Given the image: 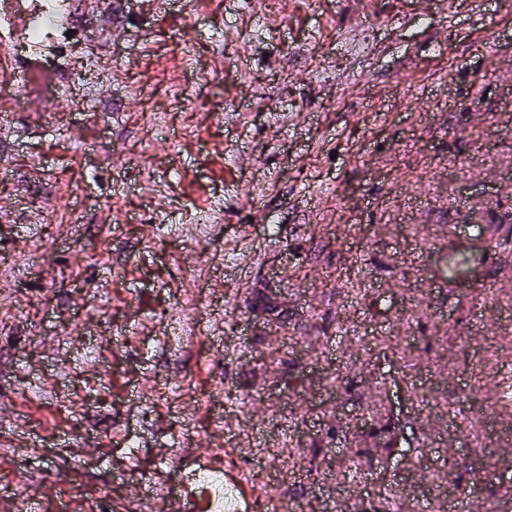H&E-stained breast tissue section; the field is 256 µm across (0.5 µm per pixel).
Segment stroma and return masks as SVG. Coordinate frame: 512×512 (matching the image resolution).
Returning a JSON list of instances; mask_svg holds the SVG:
<instances>
[{"instance_id":"35a3bbf8","label":"stroma","mask_w":512,"mask_h":512,"mask_svg":"<svg viewBox=\"0 0 512 512\" xmlns=\"http://www.w3.org/2000/svg\"><path fill=\"white\" fill-rule=\"evenodd\" d=\"M353 2L83 0L0 91V470L41 512L178 477L217 417L278 512L512 505V265L472 232L512 227V15ZM10 457L13 460H40L44 457L45 451L43 445L34 437L22 436L18 440H14L10 445Z\"/></svg>"}]
</instances>
